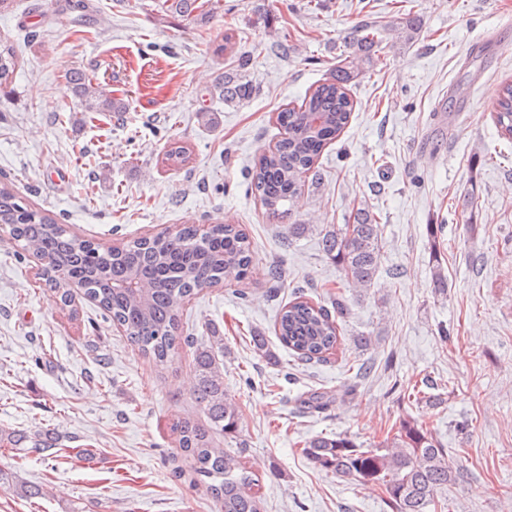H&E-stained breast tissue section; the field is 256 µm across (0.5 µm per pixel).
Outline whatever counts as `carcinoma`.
<instances>
[{
    "label": "carcinoma",
    "mask_w": 512,
    "mask_h": 512,
    "mask_svg": "<svg viewBox=\"0 0 512 512\" xmlns=\"http://www.w3.org/2000/svg\"><path fill=\"white\" fill-rule=\"evenodd\" d=\"M213 0H164L172 16L189 19L204 11ZM386 26L365 27L355 41L354 54L336 66L323 82L281 108L276 122L282 137L264 152L254 168L250 188L269 214L296 194L303 175L315 170L322 151L347 126L354 101L349 85L358 77V62L368 63L378 35ZM16 68L12 48L0 46V89L11 82ZM73 91L89 112H118L123 103L105 94L86 73L68 76ZM224 103L239 105L255 93L252 81L238 72L224 74L217 87ZM499 136L512 140V79L504 81L494 103ZM187 159V148L171 146L163 163L176 168ZM0 224L10 227L12 239L22 248L48 259L43 279L54 289L60 303L67 302L68 280L78 281L125 337L139 351L165 362L178 344L179 311L185 301L204 288L226 280H241L251 272L252 246L243 230L233 224H214L204 236L193 226L183 227L177 238H142L122 247L104 248L67 234L53 219L32 209L7 186L0 185ZM322 250L336 262L344 278L355 286H370L381 263V224L370 210L359 208L352 223L328 232ZM69 279L56 277V271ZM280 342L304 361L322 360L341 345L340 328L322 304L298 296L283 306L276 318ZM224 338L212 337L195 349V380L192 396L210 428L189 420L178 423V447L190 458L193 471L219 504V512H260V497L253 492L258 479L241 455L213 445L210 430L227 436L239 434L241 415L237 403L224 389V374L217 353ZM334 401L326 391L307 394L309 409H323ZM58 437L49 429L15 431L0 429V448L48 451ZM303 454L317 467L360 482L375 483L386 495L393 512H429L440 505L437 494L450 490L456 475L448 460V449L431 431L413 422L400 425L397 433L364 450L347 437H317L305 444ZM12 482L17 496L31 500L43 495L37 485L0 471V483Z\"/></svg>",
    "instance_id": "cac0c4a2"
}]
</instances>
